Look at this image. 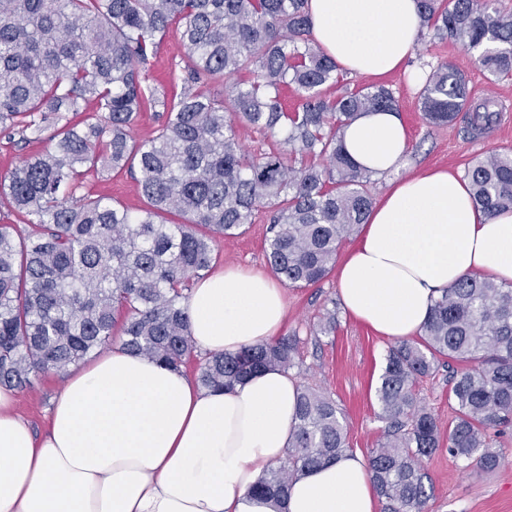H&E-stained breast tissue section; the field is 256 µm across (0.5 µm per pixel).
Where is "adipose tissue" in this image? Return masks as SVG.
Wrapping results in <instances>:
<instances>
[{"instance_id": "obj_1", "label": "adipose tissue", "mask_w": 512, "mask_h": 512, "mask_svg": "<svg viewBox=\"0 0 512 512\" xmlns=\"http://www.w3.org/2000/svg\"><path fill=\"white\" fill-rule=\"evenodd\" d=\"M313 40L345 72L381 76L416 54L418 0H308ZM349 157L377 174L408 151L396 112L343 131ZM465 277L512 284V211L487 215L446 169L393 183L338 268L344 310L393 341L422 334L435 298ZM288 312L274 276L228 266L187 302L197 351L234 354L276 339ZM296 379L265 370L205 390L183 371L121 346L71 372L35 438L0 387V512H375L367 462L344 456L300 476L281 508L255 492L288 455Z\"/></svg>"}]
</instances>
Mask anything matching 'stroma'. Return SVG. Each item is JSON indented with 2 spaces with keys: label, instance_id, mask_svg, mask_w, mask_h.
Listing matches in <instances>:
<instances>
[{
  "label": "stroma",
  "instance_id": "35a3bbf8",
  "mask_svg": "<svg viewBox=\"0 0 512 512\" xmlns=\"http://www.w3.org/2000/svg\"><path fill=\"white\" fill-rule=\"evenodd\" d=\"M426 63L452 64L466 75L474 98H494L503 116L487 135L471 139L466 122L460 119L443 127L429 126L423 120L417 98V75ZM381 82L392 89L399 102L409 150L399 169L372 176L368 185L372 198H379L392 182L428 168L462 172L475 159L512 152V77L491 81L475 55L452 41H439L424 34L420 50L408 61L406 70L383 76ZM76 192L112 198L132 212L144 205L134 175L126 170L100 172L83 180ZM267 227L266 218L260 213L243 234L222 239L214 251L212 269L234 265L245 270H267ZM286 295L288 317L282 332L299 339L291 375L300 384L336 401L345 415L351 447L362 456H370L378 448L384 431L383 423L376 417L375 388L390 340L345 314L335 276L306 288L287 289ZM331 314L337 319L335 330L320 332V324ZM62 383V377L51 375L18 391L16 409L36 432L46 430L52 399ZM496 447L501 453V464L492 472L462 469L444 450L425 458L423 471L431 487L425 512H512V431L499 438Z\"/></svg>",
  "mask_w": 512,
  "mask_h": 512
}]
</instances>
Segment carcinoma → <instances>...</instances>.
Wrapping results in <instances>:
<instances>
[{
	"label": "carcinoma",
	"instance_id": "cac0c4a2",
	"mask_svg": "<svg viewBox=\"0 0 512 512\" xmlns=\"http://www.w3.org/2000/svg\"><path fill=\"white\" fill-rule=\"evenodd\" d=\"M422 27L477 53L491 77L512 75V11L500 0H419ZM307 0H0V128L8 142L47 143L0 179V198L28 224H0V386L24 389L119 339L139 356L179 369L194 353L182 303L209 269L218 242L267 211L266 260L305 288L331 273L345 237L373 201L372 172L345 152L339 131L362 112L398 108L383 85L343 82L311 38ZM175 31L184 57L170 75L180 92L149 82L160 39ZM227 81L225 97L210 90ZM299 105L288 112L281 89ZM335 86L336 97L323 88ZM434 127L464 115L475 136L498 111L472 97L449 64L418 91ZM93 105L98 120L74 117ZM162 109L157 134L136 141L142 112ZM265 139L249 152L235 125ZM135 169L145 206L134 214L103 196L74 199L99 168ZM487 214L512 210V155L467 168ZM298 338L280 336L199 364L205 389L294 366ZM448 372V435L415 393L439 365ZM386 423L369 467L384 512H425L421 461L445 448L465 469L500 465L495 438L512 427V285L467 277L434 300L423 334L391 346L375 390ZM351 452L342 412L300 390L288 461L256 492L281 502L307 470Z\"/></svg>",
	"mask_w": 512,
	"mask_h": 512
}]
</instances>
